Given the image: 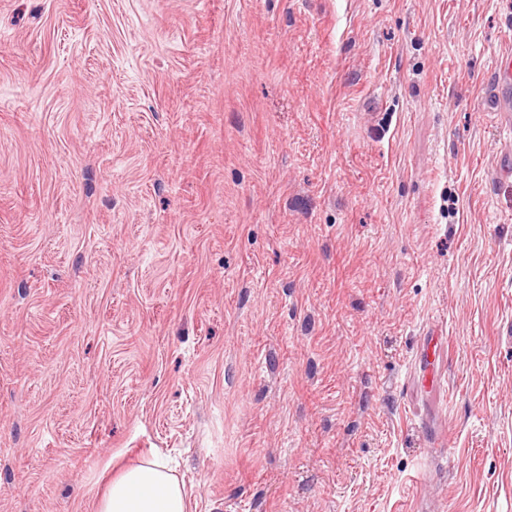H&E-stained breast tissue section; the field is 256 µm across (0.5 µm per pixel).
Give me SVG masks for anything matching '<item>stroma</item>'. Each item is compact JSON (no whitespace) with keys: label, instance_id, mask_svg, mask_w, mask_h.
Returning a JSON list of instances; mask_svg holds the SVG:
<instances>
[{"label":"stroma","instance_id":"1","mask_svg":"<svg viewBox=\"0 0 512 512\" xmlns=\"http://www.w3.org/2000/svg\"><path fill=\"white\" fill-rule=\"evenodd\" d=\"M506 53L512 0H0V512L155 451L191 512H512ZM494 93L499 97L504 93H512V57H503L499 64L493 79Z\"/></svg>","mask_w":512,"mask_h":512}]
</instances>
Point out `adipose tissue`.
Listing matches in <instances>:
<instances>
[{
  "label": "adipose tissue",
  "mask_w": 512,
  "mask_h": 512,
  "mask_svg": "<svg viewBox=\"0 0 512 512\" xmlns=\"http://www.w3.org/2000/svg\"><path fill=\"white\" fill-rule=\"evenodd\" d=\"M96 512H190V503L165 461L152 457L113 479Z\"/></svg>",
  "instance_id": "1"
}]
</instances>
